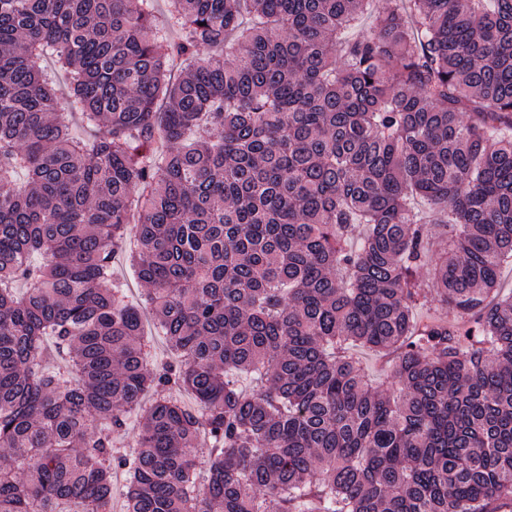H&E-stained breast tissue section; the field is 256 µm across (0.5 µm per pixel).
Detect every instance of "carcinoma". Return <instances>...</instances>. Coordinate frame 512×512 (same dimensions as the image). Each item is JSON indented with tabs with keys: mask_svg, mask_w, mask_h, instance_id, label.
<instances>
[{
	"mask_svg": "<svg viewBox=\"0 0 512 512\" xmlns=\"http://www.w3.org/2000/svg\"><path fill=\"white\" fill-rule=\"evenodd\" d=\"M155 2L0 0V512H512V0ZM113 269L116 276L124 280V282L127 284V287L131 288L135 299H138L141 294L147 293L146 288L148 287L137 282L133 270L130 268V266L125 264L123 254L120 251H118L114 257ZM359 357L362 367L373 380L375 386H379V390H387L389 392L391 385L387 381L386 371H384L379 355L363 350L359 352Z\"/></svg>",
	"mask_w": 512,
	"mask_h": 512,
	"instance_id": "cac0c4a2",
	"label": "carcinoma"
}]
</instances>
